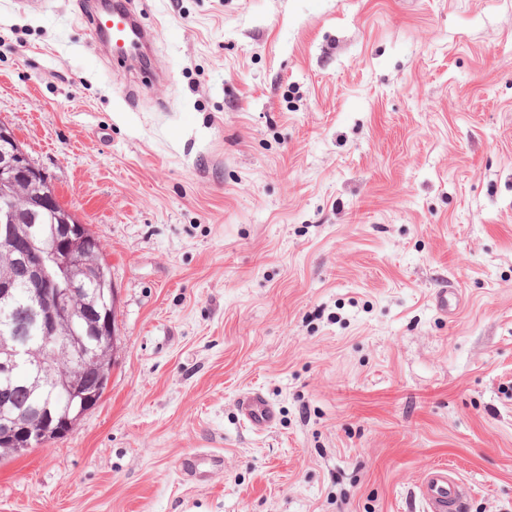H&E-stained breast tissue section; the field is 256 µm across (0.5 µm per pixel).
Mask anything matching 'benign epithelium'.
Here are the masks:
<instances>
[{"instance_id":"benign-epithelium-1","label":"benign epithelium","mask_w":512,"mask_h":512,"mask_svg":"<svg viewBox=\"0 0 512 512\" xmlns=\"http://www.w3.org/2000/svg\"><path fill=\"white\" fill-rule=\"evenodd\" d=\"M9 141L14 149L9 155L0 153V172L13 167L24 170V175L32 181L45 183L46 192L38 197L23 194L19 187L7 180H0V194L13 196L22 204L50 205L55 193L45 174L32 164L25 162L26 156L12 130L0 125V141ZM58 241L46 247L41 236L21 224H8L0 221V264L15 269L10 277H0V309H12L19 290L27 292L30 299L31 320L42 336L41 349L47 350L66 365L62 369L68 399L79 400V408L89 405L93 394L82 382L83 370L97 371V379H102L104 367L97 358L85 361L83 369L74 367L75 357L84 355V345L78 336H64L67 324L79 319V311L74 301L79 299L83 288V275L89 266L90 250L82 231L71 224H61L57 230ZM7 332L0 340V374L7 377L21 367L32 366L34 376L28 387L41 389L49 380L55 368L43 365L38 351L32 349L21 337L24 325L13 319L3 321ZM29 424L17 428L18 419L7 418L0 422L5 433L17 435L15 452L27 453L34 446L46 445L68 429L71 421L58 419L49 405L38 406L28 411Z\"/></svg>"}]
</instances>
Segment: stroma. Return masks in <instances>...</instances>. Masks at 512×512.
Returning a JSON list of instances; mask_svg holds the SVG:
<instances>
[{
	"instance_id": "obj_1",
	"label": "stroma",
	"mask_w": 512,
	"mask_h": 512,
	"mask_svg": "<svg viewBox=\"0 0 512 512\" xmlns=\"http://www.w3.org/2000/svg\"><path fill=\"white\" fill-rule=\"evenodd\" d=\"M131 2L160 79L88 0H0V124L116 296L101 399L0 512H420L434 465L512 512V0ZM242 417L255 429H265L275 420V411L265 398L255 392H247L238 399Z\"/></svg>"
}]
</instances>
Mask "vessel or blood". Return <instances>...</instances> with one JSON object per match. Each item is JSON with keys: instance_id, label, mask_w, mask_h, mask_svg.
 Segmentation results:
<instances>
[{"instance_id": "vessel-or-blood-1", "label": "vessel or blood", "mask_w": 512, "mask_h": 512, "mask_svg": "<svg viewBox=\"0 0 512 512\" xmlns=\"http://www.w3.org/2000/svg\"><path fill=\"white\" fill-rule=\"evenodd\" d=\"M88 22L94 34L104 45L115 48L116 59H126L125 44L137 50H147L153 40L150 31L143 28L126 5H102L92 10ZM243 418L256 429L269 427L275 419L273 407L258 393L248 392L238 400ZM417 495L424 512H466L469 488L446 466L438 465L424 473Z\"/></svg>"}]
</instances>
